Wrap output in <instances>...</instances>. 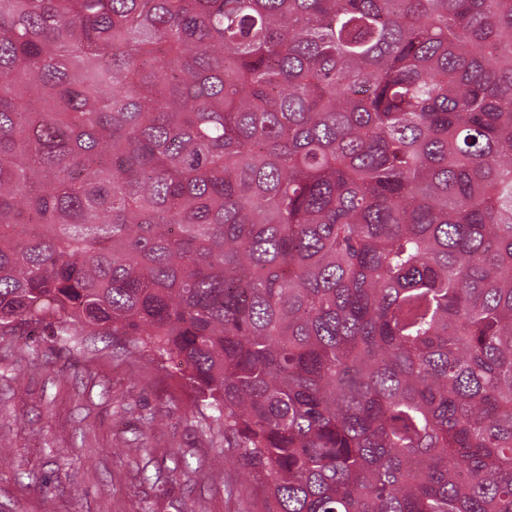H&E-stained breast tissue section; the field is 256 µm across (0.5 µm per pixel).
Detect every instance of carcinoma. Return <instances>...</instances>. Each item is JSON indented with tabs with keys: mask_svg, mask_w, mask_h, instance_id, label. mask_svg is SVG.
Returning a JSON list of instances; mask_svg holds the SVG:
<instances>
[{
	"mask_svg": "<svg viewBox=\"0 0 512 512\" xmlns=\"http://www.w3.org/2000/svg\"><path fill=\"white\" fill-rule=\"evenodd\" d=\"M178 357L263 512H512V0H0V333Z\"/></svg>",
	"mask_w": 512,
	"mask_h": 512,
	"instance_id": "1",
	"label": "carcinoma"
}]
</instances>
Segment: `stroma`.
<instances>
[{
  "mask_svg": "<svg viewBox=\"0 0 512 512\" xmlns=\"http://www.w3.org/2000/svg\"><path fill=\"white\" fill-rule=\"evenodd\" d=\"M186 402L177 376L104 341L0 335V512H261L256 482L208 470L224 438Z\"/></svg>",
  "mask_w": 512,
  "mask_h": 512,
  "instance_id": "stroma-1",
  "label": "stroma"
}]
</instances>
